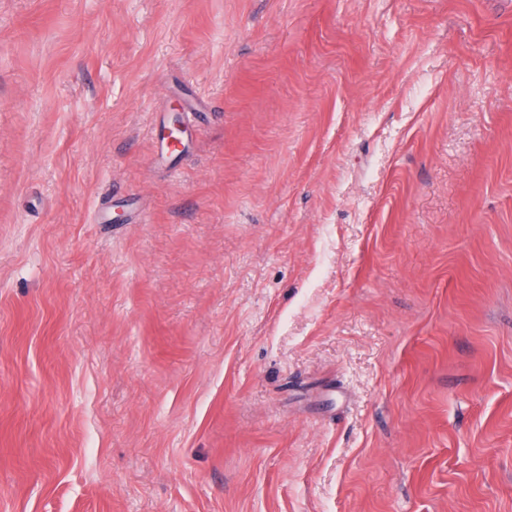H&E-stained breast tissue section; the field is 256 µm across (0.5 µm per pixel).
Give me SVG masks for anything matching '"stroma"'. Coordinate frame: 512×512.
<instances>
[{"mask_svg":"<svg viewBox=\"0 0 512 512\" xmlns=\"http://www.w3.org/2000/svg\"><path fill=\"white\" fill-rule=\"evenodd\" d=\"M0 512H512V0H0Z\"/></svg>","mask_w":512,"mask_h":512,"instance_id":"obj_1","label":"stroma"}]
</instances>
